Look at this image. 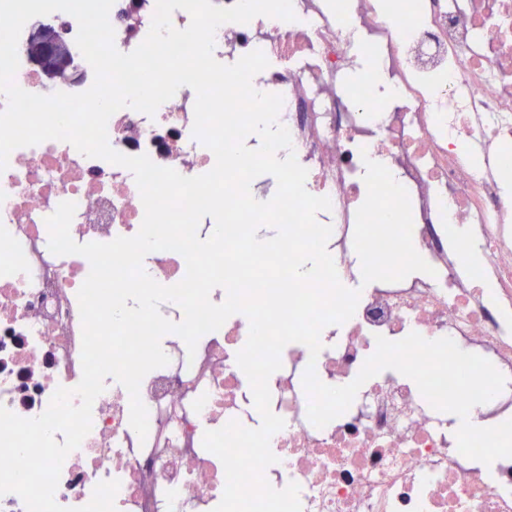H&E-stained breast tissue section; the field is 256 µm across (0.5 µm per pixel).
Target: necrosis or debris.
Masks as SVG:
<instances>
[{"instance_id":"necrosis-or-debris-1","label":"necrosis or debris","mask_w":512,"mask_h":512,"mask_svg":"<svg viewBox=\"0 0 512 512\" xmlns=\"http://www.w3.org/2000/svg\"><path fill=\"white\" fill-rule=\"evenodd\" d=\"M156 0H114L116 48L147 36ZM295 21L266 16L224 23L216 57L238 61L262 50L273 66L255 90L283 98L278 121L290 132L307 190L328 197L327 250L340 280L354 279L350 237L365 200V160L385 165L409 194L417 252L434 275L362 289L335 344L311 356L291 344L270 381L285 426L270 447L271 486L300 487L302 512H512V458L486 465L459 453L447 422L408 377L368 380L352 409L322 428L307 417L310 398L295 377L314 362L331 386L352 381L376 336L452 338L512 372V0H292ZM60 28L72 79L48 77L28 52L34 25ZM25 24L15 83L27 92L81 93L94 72L79 50L76 19L64 12ZM358 88L346 79L357 69ZM196 95L187 86L149 116L130 108L107 124L116 151L148 155L185 176L210 171L212 151L194 136ZM74 202L72 239L107 243L135 236L144 207L132 172L47 140L20 147L0 172V405L23 418L42 414L57 388L82 377L77 294L87 258L56 255L46 220ZM479 279L466 277L469 256ZM249 334L243 314L202 336L192 361L184 341L167 366L140 385L149 431L129 423V396L115 379L92 407V428L66 457L56 502L86 505L95 486L116 480V512H213L225 484L221 460L198 445L203 427L241 420L252 398L236 355Z\"/></svg>"}]
</instances>
